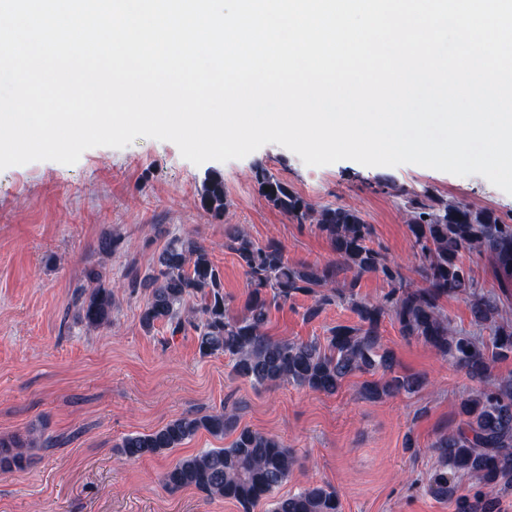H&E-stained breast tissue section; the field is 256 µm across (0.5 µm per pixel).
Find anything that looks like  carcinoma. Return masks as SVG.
I'll list each match as a JSON object with an SVG mask.
<instances>
[{
	"label": "carcinoma",
	"mask_w": 512,
	"mask_h": 512,
	"mask_svg": "<svg viewBox=\"0 0 512 512\" xmlns=\"http://www.w3.org/2000/svg\"><path fill=\"white\" fill-rule=\"evenodd\" d=\"M261 195L298 224H313L329 240L336 261L323 267L288 262L281 243L256 242L244 229L226 236L224 247L237 258L249 293L238 315L229 312L222 274L208 249L191 236L174 237L164 247L145 279L135 265L126 274L128 287L150 288L140 312L142 326L151 330L164 323L176 335L195 332L201 356L224 354L235 376L255 387L294 384L333 394L342 381L357 372H382L367 381L360 396L378 401L424 384L416 375H397L395 356L382 341L380 327L391 318L401 334L415 338L438 355L465 370L480 387L459 403L460 424L436 437L430 450L438 467L428 490L443 500L456 496L457 512H494L498 497L512 492V379H495L492 368L512 356V323L502 321L496 298L478 291L462 253H486L503 291L512 288V224L490 210L438 198L426 192L407 197L408 230L419 259L415 282L385 253L369 245L372 225L348 207L315 208L264 167L256 168ZM203 206L216 218L226 207L224 178L208 174L202 185ZM377 275L388 291L375 301L358 298L355 288L366 275ZM87 285L75 289L72 304L85 327L112 324L115 306L112 285L101 270L85 272ZM343 283V289L333 284ZM300 295L313 296L303 318L313 321L336 300L357 316L352 325L331 327L323 338L296 341L267 334L272 308ZM461 298L474 324L488 336L458 331L443 300ZM191 308H186L188 303ZM236 427L235 414L226 409L210 414H185L146 433L125 436L119 452L128 460L162 455L180 447L201 431L215 436ZM36 438H0V472L22 470V449ZM297 462L292 449L275 436L242 428L227 448H208L179 459L163 475L172 491L193 488L211 498L238 504L251 512L261 501L270 512H342L336 489L310 484L286 496L277 495ZM467 477L483 491L474 498L456 495L457 480Z\"/></svg>",
	"instance_id": "1"
}]
</instances>
